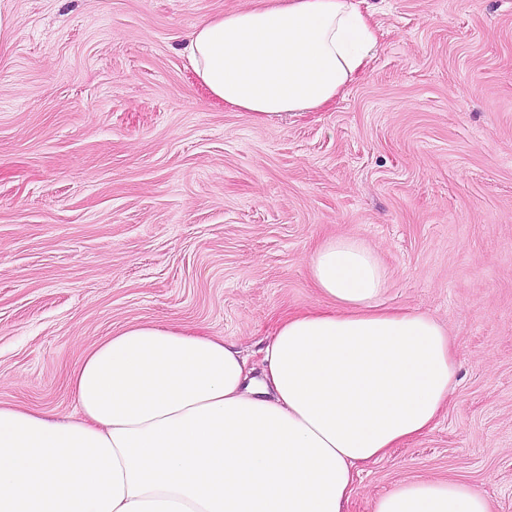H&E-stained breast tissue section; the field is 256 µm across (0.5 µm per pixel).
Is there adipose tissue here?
Listing matches in <instances>:
<instances>
[{"mask_svg":"<svg viewBox=\"0 0 512 512\" xmlns=\"http://www.w3.org/2000/svg\"><path fill=\"white\" fill-rule=\"evenodd\" d=\"M362 0H274L197 24L187 60L256 123L333 104L377 36ZM308 263L329 312L282 318L253 376L235 344L133 324L91 349L77 420L0 407V512H343L361 465L430 428L455 378L432 317L380 309L363 241ZM373 512H491L457 481L397 483Z\"/></svg>","mask_w":512,"mask_h":512,"instance_id":"ef3b65f1","label":"adipose tissue"}]
</instances>
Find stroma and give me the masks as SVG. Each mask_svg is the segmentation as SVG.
Returning a JSON list of instances; mask_svg holds the SVG:
<instances>
[{"label": "stroma", "mask_w": 512, "mask_h": 512, "mask_svg": "<svg viewBox=\"0 0 512 512\" xmlns=\"http://www.w3.org/2000/svg\"><path fill=\"white\" fill-rule=\"evenodd\" d=\"M269 0H8L0 49V406L78 416L89 349L132 323L236 343L326 308L308 256L363 240L388 308L447 330L434 425L365 467L346 512L456 480L512 512V0H364L378 44L334 104L256 124L182 53Z\"/></svg>", "instance_id": "stroma-1"}]
</instances>
